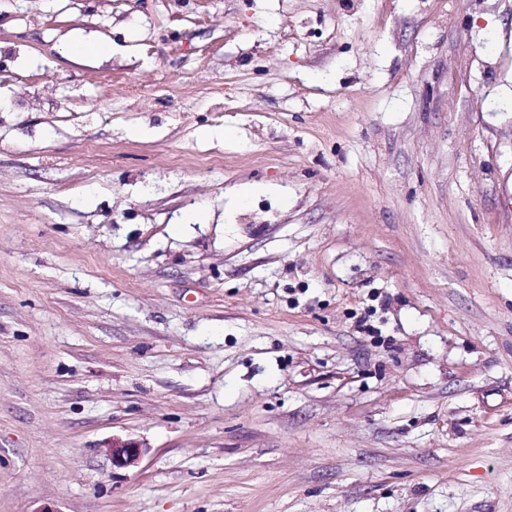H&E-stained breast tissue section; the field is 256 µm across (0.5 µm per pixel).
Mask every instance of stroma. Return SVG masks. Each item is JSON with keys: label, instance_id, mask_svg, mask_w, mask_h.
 Returning <instances> with one entry per match:
<instances>
[{"label": "stroma", "instance_id": "obj_1", "mask_svg": "<svg viewBox=\"0 0 512 512\" xmlns=\"http://www.w3.org/2000/svg\"><path fill=\"white\" fill-rule=\"evenodd\" d=\"M0 97V512H512V0H0ZM113 468H131L139 464L144 449L133 440H113L109 449Z\"/></svg>", "mask_w": 512, "mask_h": 512}]
</instances>
